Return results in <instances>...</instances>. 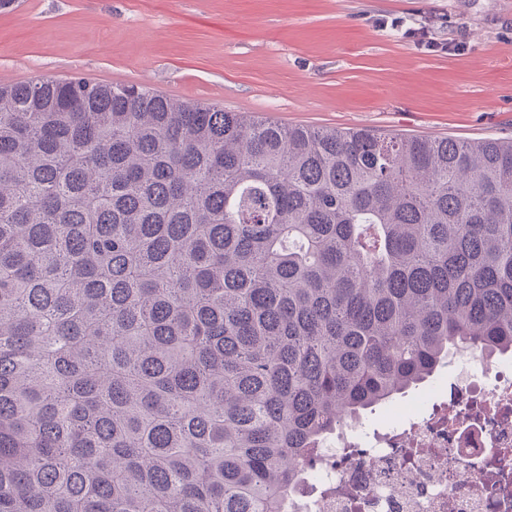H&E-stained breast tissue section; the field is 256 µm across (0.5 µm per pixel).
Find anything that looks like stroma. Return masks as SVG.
Instances as JSON below:
<instances>
[{
  "label": "stroma",
  "mask_w": 512,
  "mask_h": 512,
  "mask_svg": "<svg viewBox=\"0 0 512 512\" xmlns=\"http://www.w3.org/2000/svg\"><path fill=\"white\" fill-rule=\"evenodd\" d=\"M429 26L461 51L391 29ZM136 84L288 125L512 138V0H20L0 81Z\"/></svg>",
  "instance_id": "stroma-1"
}]
</instances>
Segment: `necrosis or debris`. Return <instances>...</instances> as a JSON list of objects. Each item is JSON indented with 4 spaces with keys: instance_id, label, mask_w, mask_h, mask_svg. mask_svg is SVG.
<instances>
[{
    "instance_id": "necrosis-or-debris-1",
    "label": "necrosis or debris",
    "mask_w": 512,
    "mask_h": 512,
    "mask_svg": "<svg viewBox=\"0 0 512 512\" xmlns=\"http://www.w3.org/2000/svg\"><path fill=\"white\" fill-rule=\"evenodd\" d=\"M382 432L343 419L288 512H512V359L454 354L446 375L385 409Z\"/></svg>"
}]
</instances>
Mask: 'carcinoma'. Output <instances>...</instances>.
<instances>
[{
    "mask_svg": "<svg viewBox=\"0 0 512 512\" xmlns=\"http://www.w3.org/2000/svg\"><path fill=\"white\" fill-rule=\"evenodd\" d=\"M467 348L512 358V139L0 84V512H287Z\"/></svg>",
    "mask_w": 512,
    "mask_h": 512,
    "instance_id": "1",
    "label": "carcinoma"
}]
</instances>
